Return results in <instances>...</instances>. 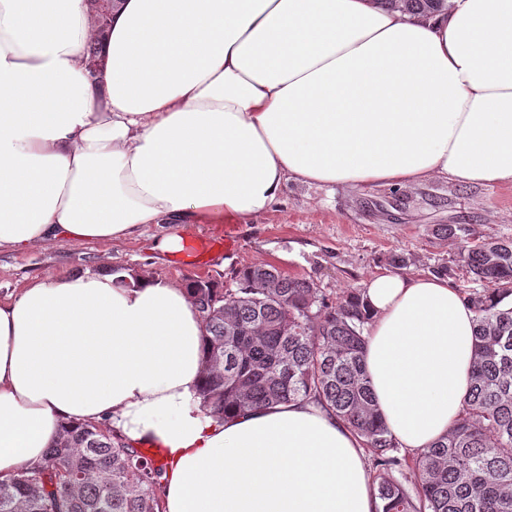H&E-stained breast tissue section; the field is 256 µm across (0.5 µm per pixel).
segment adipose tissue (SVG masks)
<instances>
[{
	"label": "adipose tissue",
	"mask_w": 512,
	"mask_h": 512,
	"mask_svg": "<svg viewBox=\"0 0 512 512\" xmlns=\"http://www.w3.org/2000/svg\"><path fill=\"white\" fill-rule=\"evenodd\" d=\"M93 27L85 0H0V250L246 224L291 180L512 184V0H114L95 79ZM364 297L377 407L429 447L468 392L474 314L438 276ZM203 334L187 283L143 272L0 302V479L74 420L165 449L164 512H379L359 437L315 401L199 410Z\"/></svg>",
	"instance_id": "ef3b65f1"
}]
</instances>
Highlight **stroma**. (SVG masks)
Wrapping results in <instances>:
<instances>
[{
	"label": "stroma",
	"instance_id": "35a3bbf8",
	"mask_svg": "<svg viewBox=\"0 0 512 512\" xmlns=\"http://www.w3.org/2000/svg\"><path fill=\"white\" fill-rule=\"evenodd\" d=\"M438 224H466L484 239H512V185L480 186L441 176L410 189L367 185L320 186L288 182L270 211L246 224H146L127 240L108 246L48 244L23 254L0 251V301L34 278L137 270L169 281L211 280L232 287L239 270L270 264L314 281L329 298L363 287L391 271L393 253L412 255L410 275L430 276L446 267L459 290L472 283L459 260V244L439 239ZM178 234L199 245L194 261L155 251L158 238ZM232 235L235 244L210 260V242Z\"/></svg>",
	"mask_w": 512,
	"mask_h": 512
}]
</instances>
